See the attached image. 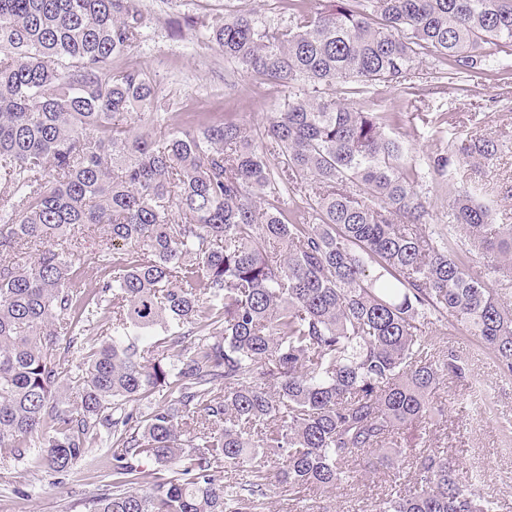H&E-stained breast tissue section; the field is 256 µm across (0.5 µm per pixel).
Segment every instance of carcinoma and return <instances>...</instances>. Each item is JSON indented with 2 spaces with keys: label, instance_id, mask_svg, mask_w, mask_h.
Instances as JSON below:
<instances>
[{
  "label": "carcinoma",
  "instance_id": "obj_1",
  "mask_svg": "<svg viewBox=\"0 0 512 512\" xmlns=\"http://www.w3.org/2000/svg\"><path fill=\"white\" fill-rule=\"evenodd\" d=\"M283 4L286 25L240 10L208 35L284 89L257 138L156 116L150 72L112 67L142 38L137 0H0V459L64 477L85 463L106 484L83 512H261L277 485L328 493L393 465L396 434L444 416L435 391L467 371L425 321L461 324L512 376V305L488 277L512 281V224L448 178L499 141L422 162L397 114L337 97L426 56L511 75L512 0ZM432 174L452 235L417 191ZM93 225L112 247L88 286L75 253ZM22 242L39 250L20 265ZM373 512L498 501L431 443Z\"/></svg>",
  "mask_w": 512,
  "mask_h": 512
}]
</instances>
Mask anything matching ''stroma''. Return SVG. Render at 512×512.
<instances>
[{
  "label": "stroma",
  "mask_w": 512,
  "mask_h": 512,
  "mask_svg": "<svg viewBox=\"0 0 512 512\" xmlns=\"http://www.w3.org/2000/svg\"><path fill=\"white\" fill-rule=\"evenodd\" d=\"M139 6L144 37L114 64L151 73L158 90L156 112H204L250 133L279 112L280 88L243 72L206 37L232 9L254 10L270 24L286 23L279 0H139ZM504 88L500 73L453 78L447 65L429 57L407 80L375 86L349 101L358 108L401 113V135L420 157L472 136L496 137L502 144L497 159L461 167L455 180L493 207L496 223L512 224V96L504 97ZM448 344L466 358L469 370L437 389L434 399L445 404L446 415L433 438L457 458L461 481L485 477L499 512H512V377L503 376L493 355L464 329L449 330ZM100 488L91 473L73 479L33 472L22 462L0 464V512H70L73 503ZM387 488L388 477L381 472L322 495L275 487L264 512H300L311 504L322 512H370ZM20 489L31 490V497H17Z\"/></svg>",
  "instance_id": "1"
}]
</instances>
